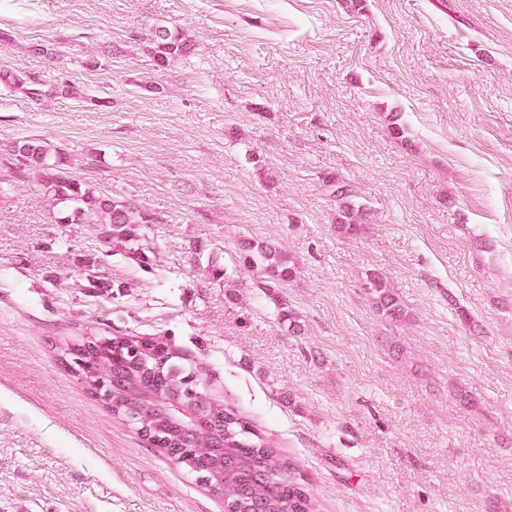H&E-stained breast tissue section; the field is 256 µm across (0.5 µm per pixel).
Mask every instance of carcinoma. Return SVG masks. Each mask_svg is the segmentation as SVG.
Returning <instances> with one entry per match:
<instances>
[{"mask_svg": "<svg viewBox=\"0 0 512 512\" xmlns=\"http://www.w3.org/2000/svg\"><path fill=\"white\" fill-rule=\"evenodd\" d=\"M157 45L154 62L167 64L170 57L190 52L180 35L165 27L153 34ZM16 169L32 175L50 195L56 207L58 224H85L110 247L131 249L145 238L144 229L159 220L141 210L122 195L99 190L69 171L66 158L46 138L20 140L12 150ZM243 262L279 284L295 277L292 258L274 246L262 244L247 248ZM369 293L383 314L395 321L407 312L383 277L374 274ZM271 299L288 321V331L300 330V322L288 304L275 291ZM76 353L80 381L91 391L97 380L112 376V411L125 414L126 407H137L144 419L140 433L165 451L174 461L192 467L183 458L181 444L191 438L199 453L224 458L227 478L213 483L211 492L224 499V512H316L311 494L301 484L295 464L283 458L255 433L249 423L219 399H211L195 428L188 432L168 415L173 394L193 374L177 364V356L166 345L148 338L131 340L123 336L89 337Z\"/></svg>", "mask_w": 512, "mask_h": 512, "instance_id": "1", "label": "carcinoma"}]
</instances>
